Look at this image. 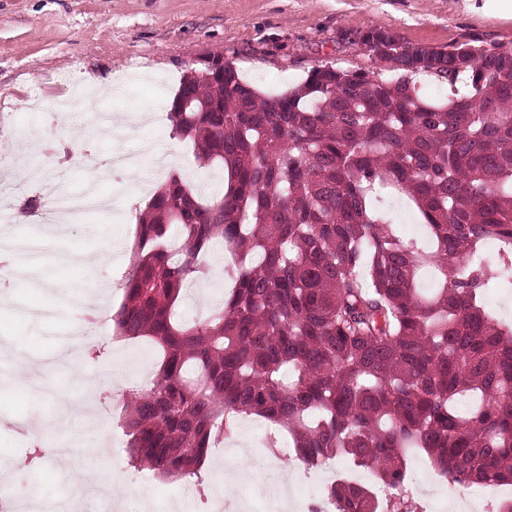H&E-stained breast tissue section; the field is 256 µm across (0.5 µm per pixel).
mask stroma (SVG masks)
I'll use <instances>...</instances> for the list:
<instances>
[{"instance_id": "stroma-1", "label": "stroma", "mask_w": 512, "mask_h": 512, "mask_svg": "<svg viewBox=\"0 0 512 512\" xmlns=\"http://www.w3.org/2000/svg\"><path fill=\"white\" fill-rule=\"evenodd\" d=\"M463 0H0V114L11 137L0 152V234L9 241L40 239L42 287L26 271L0 287V460L26 494L51 504L67 489L54 447L83 442L77 472L110 466L122 493L115 512H146L149 502L174 500L173 512H200L197 498L178 484L143 481L128 464L117 425L126 390L154 375L159 354L149 339L96 329L99 356L75 337L86 312L106 316L119 308L135 224L153 193L171 174L204 190L223 184L216 167H201L189 142L173 137L167 114L180 81L200 58L232 61L240 78L263 95L301 85L312 68L330 64L390 76L356 33L387 29L410 44L448 48L470 44L512 50V9L488 0L481 13ZM161 113L155 124L117 131V117ZM138 154L132 170L116 169L99 184L111 207L44 224L21 214L35 196L27 169L39 164L54 188L83 192L92 174L83 153L108 165L112 152ZM103 263H95L100 250ZM208 278L188 284L179 311L190 323L207 318L228 292L225 254L207 255ZM124 374L122 390L111 386ZM33 425L27 439L16 422ZM304 478L288 459L268 458L264 473L244 488L224 447L210 449L202 488L226 489L264 512L273 481Z\"/></svg>"}]
</instances>
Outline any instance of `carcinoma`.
I'll return each mask as SVG.
<instances>
[{
  "mask_svg": "<svg viewBox=\"0 0 512 512\" xmlns=\"http://www.w3.org/2000/svg\"><path fill=\"white\" fill-rule=\"evenodd\" d=\"M419 69L468 80L446 102L405 75L331 65L267 97L230 62L222 88L181 80L191 100H172L173 135L224 189L206 198L174 174L139 215L112 322L163 358L121 406L131 463L197 477L213 441L255 415L273 452L373 471L387 512H422L404 494L409 448L450 485L512 484V322L484 303L512 289V51ZM381 192L408 198L428 246L400 233ZM226 245L223 306L181 323L183 286ZM427 267L441 286L425 294ZM323 497L379 512L375 489L344 476Z\"/></svg>",
  "mask_w": 512,
  "mask_h": 512,
  "instance_id": "carcinoma-1",
  "label": "carcinoma"
}]
</instances>
